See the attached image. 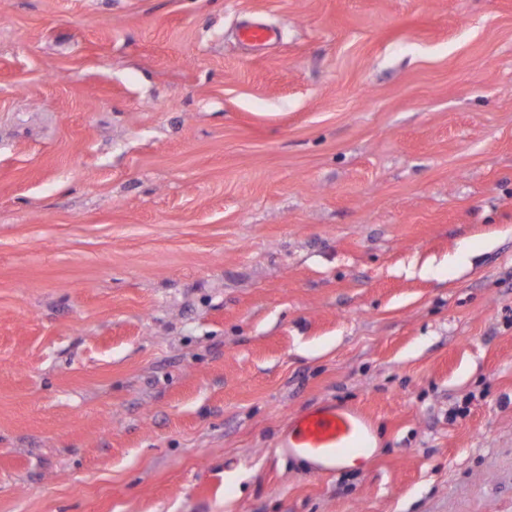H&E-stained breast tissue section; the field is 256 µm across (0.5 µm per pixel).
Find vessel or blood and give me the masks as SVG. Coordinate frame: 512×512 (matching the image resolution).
I'll return each instance as SVG.
<instances>
[{
  "instance_id": "obj_1",
  "label": "vessel or blood",
  "mask_w": 512,
  "mask_h": 512,
  "mask_svg": "<svg viewBox=\"0 0 512 512\" xmlns=\"http://www.w3.org/2000/svg\"><path fill=\"white\" fill-rule=\"evenodd\" d=\"M275 31L260 22L240 29L242 41L261 46L272 41ZM372 424L362 411L338 405L320 406L293 419L284 439L288 455L326 464L365 459L371 445Z\"/></svg>"
}]
</instances>
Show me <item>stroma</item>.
Wrapping results in <instances>:
<instances>
[{"label":"stroma","mask_w":512,"mask_h":512,"mask_svg":"<svg viewBox=\"0 0 512 512\" xmlns=\"http://www.w3.org/2000/svg\"><path fill=\"white\" fill-rule=\"evenodd\" d=\"M0 512H512V0H0ZM242 41L250 46H261L272 41L276 37L275 31L260 22H251L240 29ZM372 424L362 411L338 405L313 408L293 419L286 429L288 455L338 464L367 458Z\"/></svg>","instance_id":"35a3bbf8"}]
</instances>
